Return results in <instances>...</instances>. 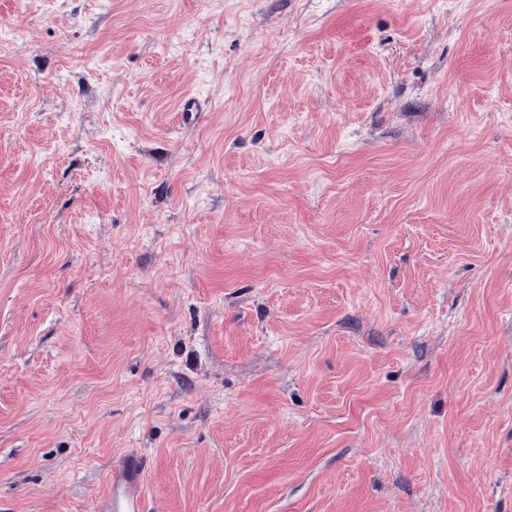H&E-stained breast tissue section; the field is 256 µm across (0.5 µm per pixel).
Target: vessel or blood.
Segmentation results:
<instances>
[{"label": "vessel or blood", "mask_w": 512, "mask_h": 512, "mask_svg": "<svg viewBox=\"0 0 512 512\" xmlns=\"http://www.w3.org/2000/svg\"><path fill=\"white\" fill-rule=\"evenodd\" d=\"M109 492L95 512H150L145 492L146 458L136 449L117 456L108 472Z\"/></svg>", "instance_id": "b4317fda"}]
</instances>
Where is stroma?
<instances>
[{
	"label": "stroma",
	"mask_w": 512,
	"mask_h": 512,
	"mask_svg": "<svg viewBox=\"0 0 512 512\" xmlns=\"http://www.w3.org/2000/svg\"><path fill=\"white\" fill-rule=\"evenodd\" d=\"M126 448L150 512H512V0H0V512Z\"/></svg>",
	"instance_id": "stroma-1"
}]
</instances>
